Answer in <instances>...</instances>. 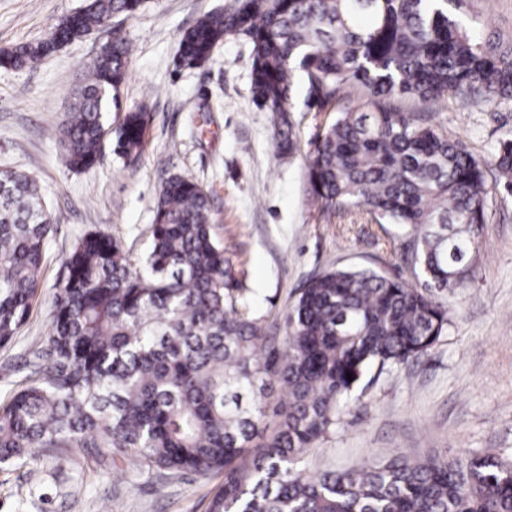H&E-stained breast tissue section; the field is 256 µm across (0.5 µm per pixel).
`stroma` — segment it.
Listing matches in <instances>:
<instances>
[{
  "mask_svg": "<svg viewBox=\"0 0 512 512\" xmlns=\"http://www.w3.org/2000/svg\"><path fill=\"white\" fill-rule=\"evenodd\" d=\"M234 0H145L118 24L133 51L118 109L143 104L149 113L144 149L135 163L104 150L99 163L76 171L56 128L68 112L87 64L103 37L73 41L32 68L0 67V169L33 177L55 223L45 246L38 294L27 322L0 346V400L26 375L23 355L45 341L63 259L90 231L117 241L131 261L145 254L154 207L165 181L180 175L211 200V222L230 274L250 308L280 321L314 274L366 266L422 288L404 256L400 226L376 223L365 210L324 212L311 200L306 156L329 112L309 111L304 86L291 106L296 152L273 140L272 114L253 101L251 48L230 36L201 68L175 66L179 36L204 13ZM82 0H0V50L44 38ZM460 20L483 39L512 43V0H464ZM404 112H424L449 137L486 158L512 136V102H478L459 110L447 98ZM489 222L464 287L439 294L448 328L417 360L384 371L350 402L335 432L312 448L313 472L352 469L403 451L451 458L493 451L512 458V196L489 194ZM219 478H117L108 464L35 449L27 462L0 465V512H206Z\"/></svg>",
  "mask_w": 512,
  "mask_h": 512,
  "instance_id": "obj_1",
  "label": "stroma"
}]
</instances>
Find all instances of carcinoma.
<instances>
[{
	"instance_id": "carcinoma-1",
	"label": "carcinoma",
	"mask_w": 512,
	"mask_h": 512,
	"mask_svg": "<svg viewBox=\"0 0 512 512\" xmlns=\"http://www.w3.org/2000/svg\"><path fill=\"white\" fill-rule=\"evenodd\" d=\"M143 0H83L55 26L72 42L133 16ZM460 0H236L179 37L191 64L232 35L249 40L253 100L276 115L278 148L293 152L290 99L323 112L360 88L307 157L325 210L364 208L406 230L424 289L370 267L311 278L268 335L225 280L209 196L171 176L156 203L149 253L133 266L102 232L83 235L63 261L45 345L0 401V464L33 448L106 458L115 473L223 475L207 512H512V461L493 453L393 458L348 471L307 473L309 449L336 431L342 410L373 372L417 359L448 326L435 294L465 284L469 240L487 224L486 173L512 195V138L490 160L397 99L430 106L512 100V47L483 40L459 20ZM54 54L43 38L0 52V66L33 67ZM129 43L112 32L92 59L57 127L68 165L113 153L135 161L149 115L138 106L117 126L107 114L128 74ZM53 212L36 181L0 170V345L28 319L40 284ZM352 379H347V373ZM275 403V426L267 408Z\"/></svg>"
}]
</instances>
